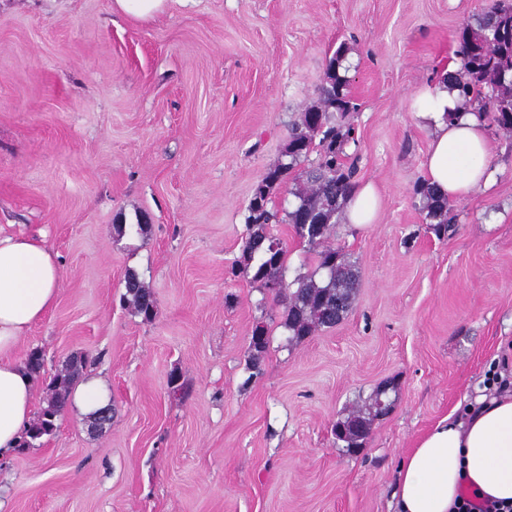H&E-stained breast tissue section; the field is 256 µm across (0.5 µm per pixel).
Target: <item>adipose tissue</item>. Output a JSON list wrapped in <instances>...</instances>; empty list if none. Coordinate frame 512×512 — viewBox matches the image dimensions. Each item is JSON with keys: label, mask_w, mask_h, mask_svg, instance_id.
Instances as JSON below:
<instances>
[{"label": "adipose tissue", "mask_w": 512, "mask_h": 512, "mask_svg": "<svg viewBox=\"0 0 512 512\" xmlns=\"http://www.w3.org/2000/svg\"><path fill=\"white\" fill-rule=\"evenodd\" d=\"M416 115L432 129L427 183L457 201L495 183L489 140L476 108H461L457 90L438 82L416 95ZM372 183L343 203L345 223H374ZM61 270L44 240L0 231V459L11 456L33 419L36 386L17 355L20 339L54 307ZM396 512H457L460 497L512 507V392L478 394L460 414L440 419L403 459Z\"/></svg>", "instance_id": "1"}]
</instances>
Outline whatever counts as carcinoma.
Returning a JSON list of instances; mask_svg holds the SVG:
<instances>
[{
	"label": "carcinoma",
	"instance_id": "carcinoma-1",
	"mask_svg": "<svg viewBox=\"0 0 512 512\" xmlns=\"http://www.w3.org/2000/svg\"><path fill=\"white\" fill-rule=\"evenodd\" d=\"M345 53L339 46L329 59L326 83L319 90L315 105L300 113L291 125L283 160L263 175L249 202L245 224L247 234L241 254L235 260L232 274L269 285L278 280L282 288L273 300L285 305L283 326L291 340L300 341L316 332L336 326L353 309L359 286L360 271L341 250L326 244L345 197L355 186L356 167L344 166L346 148L356 142L354 127L345 122L356 111L357 104L345 92L346 79L337 67ZM455 56L463 63V71L448 74L444 80L458 90L461 106L479 104V114L491 117L504 133L512 134V0H491L478 17L477 25L466 26L457 40ZM319 151L316 166L306 172V183L295 190L298 203L285 219L270 207L272 196L288 181V175L302 159ZM420 212L436 232L448 228V199L426 184L420 185ZM288 224L294 236L317 251L318 266L309 275L289 283L286 281V249L272 254L268 247L278 240L268 230L271 224ZM126 300L136 314L151 319L156 300L149 288L134 274L125 280ZM252 335L260 342H250L253 367H259L268 345L267 326L258 322ZM26 365L35 378L44 373V352L38 348L26 357ZM88 366L84 355H71L46 384L48 398L40 408L19 447L34 448L43 437L56 430V421L64 410L73 387L83 378ZM376 417V407L351 412L333 426V435L346 448H360L369 435Z\"/></svg>",
	"mask_w": 512,
	"mask_h": 512
}]
</instances>
